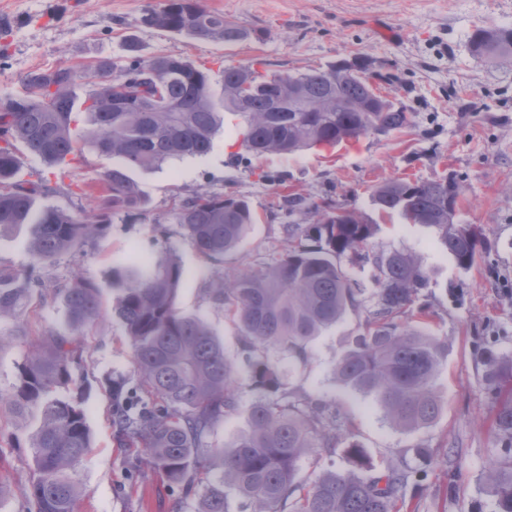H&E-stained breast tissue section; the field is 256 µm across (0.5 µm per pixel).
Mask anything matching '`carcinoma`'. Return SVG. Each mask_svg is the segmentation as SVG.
Here are the masks:
<instances>
[{
    "label": "carcinoma",
    "instance_id": "carcinoma-1",
    "mask_svg": "<svg viewBox=\"0 0 512 512\" xmlns=\"http://www.w3.org/2000/svg\"><path fill=\"white\" fill-rule=\"evenodd\" d=\"M137 25L226 45L260 38L201 0H161L143 9ZM470 42L480 56L511 57L512 27L477 28ZM128 50L121 65L100 59L80 69L60 65L31 71L21 93L0 99V231L34 226L28 241L33 264L23 274L0 267V320L28 312L29 291L41 284L40 270L58 256L85 252L106 235L115 216L141 214L145 196L132 172L208 155L227 114L238 119L234 130L247 160L267 153L290 157L319 145L388 133L413 118L405 106L376 92L367 76L373 62L364 57L294 73L259 71L251 64L215 72L182 56L144 58L132 42ZM129 74L145 76V106L116 112L114 79ZM86 151L119 159L100 175L98 204L80 203L72 210L37 206L38 199L59 190L79 201L83 193L63 182L52 187L41 173L34 180L20 178L23 156L41 158L62 180ZM450 192L459 207L463 187L453 176L398 178L378 186L372 202L381 213L434 228L440 248L468 270L484 236L458 216L448 223ZM303 207L314 221L306 234L310 243L291 236L268 264L227 276L209 289L238 326L240 363L224 354L202 319L178 311L184 271L175 253L148 263L126 255L112 267L118 290L113 311L125 326L138 389L148 399L135 411L125 381L112 382V426L122 447L145 449L151 465L173 483L188 490L203 486L197 512H229L226 486L251 512H397L408 487L426 476L425 448L412 449L418 465L403 459L380 472L352 440L344 448L351 469L323 470L308 485L298 480L311 449L337 451L341 421L321 400L288 398L270 351L300 358L311 337L347 311L364 310L362 331L336 360L333 378L371 399L404 433L437 420L443 399L435 380L448 355V344L431 331L429 306L416 305L430 284L417 258L400 249L369 250L376 225L332 200L309 204L286 198L282 205L290 211ZM173 219L196 251L214 261L238 249L257 221L247 200L207 191L182 199ZM360 262L375 270L370 294L348 272ZM63 297L75 329L100 318L99 290L81 275L63 289ZM77 353L74 339L41 336L31 344L18 384L10 392L0 390V414L40 417L31 437L35 472L28 512H78L76 469L91 448L90 434L78 401L52 397L57 388L74 383L71 365ZM484 354L485 382L495 393L502 373L512 372V361L489 349ZM245 377L264 397L246 408L244 431L222 447H208L224 415L238 411ZM494 428L511 448V399L499 404ZM203 451L209 465L222 469L217 483L198 465ZM488 480L497 512H512V466H492Z\"/></svg>",
    "mask_w": 512,
    "mask_h": 512
}]
</instances>
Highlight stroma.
Instances as JSON below:
<instances>
[{"instance_id": "1", "label": "stroma", "mask_w": 512, "mask_h": 512, "mask_svg": "<svg viewBox=\"0 0 512 512\" xmlns=\"http://www.w3.org/2000/svg\"><path fill=\"white\" fill-rule=\"evenodd\" d=\"M151 2L0 0V29L8 46L0 59V98L21 92L23 76L33 70L100 58L122 62L133 38L146 57L182 55L198 63L221 58L280 72L362 55L374 60L381 74L375 82L381 94L406 106L413 123L333 149L248 162L238 158L236 139L221 133L204 158L135 172L146 197L142 215L115 219L87 256L65 253L42 270L41 287L31 291L26 334L17 333L16 321L0 322V390L16 385L37 337L75 334L61 291L73 272H80L100 289L104 309L80 338V359L72 366L75 387L60 392L64 398L81 397L91 433V448L77 468L80 512H196L201 496L197 490L183 496L151 468L144 452L121 447L110 423L108 381L137 385L125 327L112 313L114 263L129 252L153 261L174 250L185 271L178 310L204 319L226 355L241 360L238 328L211 299L210 282L267 262L287 247L289 232L305 236L308 215L302 209L281 211L283 196L334 200L376 224V247L412 251L430 277L431 329L448 342L437 378L443 408L430 428L400 433L369 400L337 386L333 368L359 331L365 318L360 311L312 337L304 360L271 353L290 395L335 405L377 469L404 449L429 448L428 478L409 490L407 512H495L487 471L494 461L512 464V448L498 442L493 421L499 397L512 395V381L502 382L499 394L489 393L483 352L491 348L512 357V62L478 56L469 36L481 26H503L512 17V0H201L207 9L265 34L233 47L137 27ZM441 174L459 177L461 218L481 227L488 240L486 252L466 271L441 251L433 228L403 223L372 206L374 188L386 180ZM198 191L245 199L259 216L240 248L216 262L202 258L172 219L175 205ZM37 425L34 416L0 422V474L9 487L0 512L27 510L30 442Z\"/></svg>"}]
</instances>
